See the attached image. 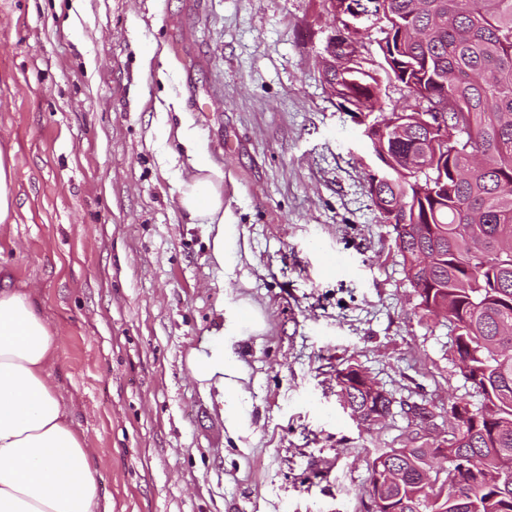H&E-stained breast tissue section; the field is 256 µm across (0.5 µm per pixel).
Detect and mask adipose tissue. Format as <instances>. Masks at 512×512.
<instances>
[{
	"label": "adipose tissue",
	"instance_id": "ef3b65f1",
	"mask_svg": "<svg viewBox=\"0 0 512 512\" xmlns=\"http://www.w3.org/2000/svg\"><path fill=\"white\" fill-rule=\"evenodd\" d=\"M195 172L180 187L176 206L189 220L210 224L213 260L225 265L222 170L197 156ZM57 338L24 288L0 289V512H96L98 484L92 455L54 393L51 368ZM197 378L217 379L224 391V423L242 434L249 416L240 395L244 369L233 353L214 344L196 354Z\"/></svg>",
	"mask_w": 512,
	"mask_h": 512
}]
</instances>
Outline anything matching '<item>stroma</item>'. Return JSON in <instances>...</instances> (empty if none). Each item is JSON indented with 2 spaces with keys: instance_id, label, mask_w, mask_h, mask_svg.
<instances>
[{
  "instance_id": "1",
  "label": "stroma",
  "mask_w": 512,
  "mask_h": 512,
  "mask_svg": "<svg viewBox=\"0 0 512 512\" xmlns=\"http://www.w3.org/2000/svg\"><path fill=\"white\" fill-rule=\"evenodd\" d=\"M326 0H0V141L15 223L0 280L29 288L58 338L55 391L93 448L101 512H366L370 464L405 448L407 403L479 399L444 319L422 314L368 193L364 126L322 81ZM378 27L359 47L381 113ZM197 145L224 172L231 260L175 206ZM243 304L261 329L226 338ZM230 341L247 432L195 354ZM362 369L393 399L366 426L336 394Z\"/></svg>"
}]
</instances>
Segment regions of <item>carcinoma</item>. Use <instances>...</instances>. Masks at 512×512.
Masks as SVG:
<instances>
[{"instance_id": "obj_1", "label": "carcinoma", "mask_w": 512, "mask_h": 512, "mask_svg": "<svg viewBox=\"0 0 512 512\" xmlns=\"http://www.w3.org/2000/svg\"><path fill=\"white\" fill-rule=\"evenodd\" d=\"M382 0L385 34L379 45L386 73L410 102L382 119L410 123L448 108V140L427 138L428 164L408 165L414 140L372 142L395 165L373 203L407 206L409 226L420 233L397 247L408 281L427 278L416 293L427 316L448 320L452 349L480 407L457 424L439 454L428 448L392 450L401 483L384 487L370 475V500L386 497L399 512H512V0ZM340 82L343 102L375 111L376 76L357 72ZM340 387L343 406L383 417L391 401L372 387ZM464 458L501 480L480 484L453 460ZM448 486L437 504L432 484Z\"/></svg>"}]
</instances>
